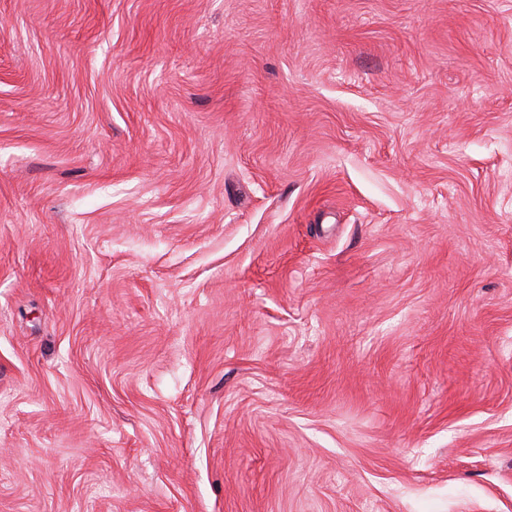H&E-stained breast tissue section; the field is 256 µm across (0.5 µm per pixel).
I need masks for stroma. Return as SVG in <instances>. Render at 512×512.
<instances>
[{"instance_id":"obj_1","label":"stroma","mask_w":512,"mask_h":512,"mask_svg":"<svg viewBox=\"0 0 512 512\" xmlns=\"http://www.w3.org/2000/svg\"><path fill=\"white\" fill-rule=\"evenodd\" d=\"M0 512H512V0H0Z\"/></svg>"}]
</instances>
